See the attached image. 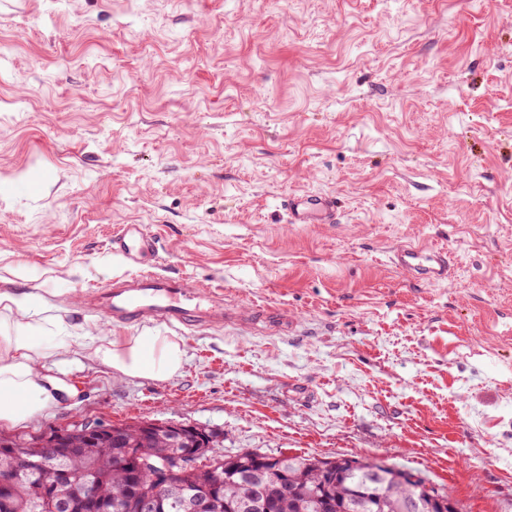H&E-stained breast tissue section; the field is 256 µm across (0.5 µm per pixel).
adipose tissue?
I'll return each mask as SVG.
<instances>
[{"mask_svg": "<svg viewBox=\"0 0 512 512\" xmlns=\"http://www.w3.org/2000/svg\"><path fill=\"white\" fill-rule=\"evenodd\" d=\"M75 343L121 378L168 379L177 375L186 361L178 337L154 330L115 338L87 330L73 338L65 335L62 317L53 314L45 296L2 291L0 422L25 423L58 404L66 387L48 374L47 361Z\"/></svg>", "mask_w": 512, "mask_h": 512, "instance_id": "ef3b65f1", "label": "adipose tissue"}]
</instances>
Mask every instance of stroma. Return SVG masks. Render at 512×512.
Listing matches in <instances>:
<instances>
[{"mask_svg": "<svg viewBox=\"0 0 512 512\" xmlns=\"http://www.w3.org/2000/svg\"><path fill=\"white\" fill-rule=\"evenodd\" d=\"M294 192L338 223H287ZM124 224L143 266L110 251ZM402 242L453 285L391 267ZM138 268L260 315L175 326L167 380L71 347L75 396L0 431L187 422L512 512V0H0V292L139 336L81 300ZM152 247V240L142 232L140 225L124 224L112 236L110 249L114 254L136 261L140 256L152 250ZM389 263L414 280L429 283H451V257L445 248L405 243L392 248Z\"/></svg>", "mask_w": 512, "mask_h": 512, "instance_id": "stroma-1", "label": "stroma"}]
</instances>
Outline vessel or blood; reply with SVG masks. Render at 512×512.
<instances>
[{
    "label": "vessel or blood",
    "mask_w": 512,
    "mask_h": 512,
    "mask_svg": "<svg viewBox=\"0 0 512 512\" xmlns=\"http://www.w3.org/2000/svg\"><path fill=\"white\" fill-rule=\"evenodd\" d=\"M288 223L334 224L338 221L335 197L311 192L291 193L280 202ZM153 247L140 225L125 224L113 236L114 254L135 261ZM389 263L412 279L429 283L450 282L451 257L446 249L405 243L392 248ZM91 305L115 324L161 321L170 325L218 326L225 319L218 299L198 286L151 272L113 279L104 289L90 293Z\"/></svg>",
    "instance_id": "1"
}]
</instances>
